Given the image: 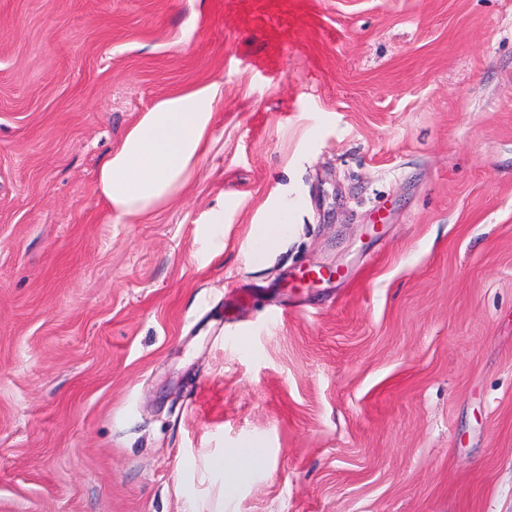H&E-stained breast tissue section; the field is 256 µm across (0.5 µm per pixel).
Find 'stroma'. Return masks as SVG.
I'll list each match as a JSON object with an SVG mask.
<instances>
[{"instance_id": "1", "label": "stroma", "mask_w": 512, "mask_h": 512, "mask_svg": "<svg viewBox=\"0 0 512 512\" xmlns=\"http://www.w3.org/2000/svg\"><path fill=\"white\" fill-rule=\"evenodd\" d=\"M0 512H512V0H0ZM222 86L212 81L158 102L110 152L93 192L111 221L150 214L183 191L207 153ZM288 220V209L285 208L273 216L266 224H263L256 238L265 249L274 250L283 238L285 224Z\"/></svg>"}]
</instances>
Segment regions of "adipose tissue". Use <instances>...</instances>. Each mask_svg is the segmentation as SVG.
<instances>
[{
    "label": "adipose tissue",
    "mask_w": 512,
    "mask_h": 512,
    "mask_svg": "<svg viewBox=\"0 0 512 512\" xmlns=\"http://www.w3.org/2000/svg\"><path fill=\"white\" fill-rule=\"evenodd\" d=\"M223 95L212 81L142 114L97 171L93 192L106 214L146 215L183 191L208 150Z\"/></svg>",
    "instance_id": "1"
}]
</instances>
